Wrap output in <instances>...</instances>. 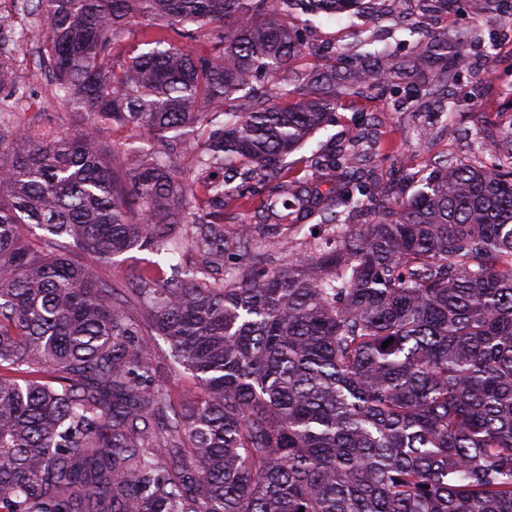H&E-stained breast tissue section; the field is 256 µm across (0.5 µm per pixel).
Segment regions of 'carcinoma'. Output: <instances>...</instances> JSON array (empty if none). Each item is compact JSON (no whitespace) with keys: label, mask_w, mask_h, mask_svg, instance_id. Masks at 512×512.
Here are the masks:
<instances>
[{"label":"carcinoma","mask_w":512,"mask_h":512,"mask_svg":"<svg viewBox=\"0 0 512 512\" xmlns=\"http://www.w3.org/2000/svg\"><path fill=\"white\" fill-rule=\"evenodd\" d=\"M363 4L20 0L77 120L0 117V512H512V130L477 133L487 159L409 197L368 196L351 152L282 179L333 109L288 77V15ZM135 21L158 33L129 42ZM13 43L0 25L11 93ZM385 79L372 65L348 90ZM128 125L150 147L108 153L100 133ZM338 183L369 223L336 214L320 186ZM312 214L332 226L316 251L199 277L228 242L248 256L258 227ZM132 250L171 275L122 295L74 259ZM146 335L197 385L178 405Z\"/></svg>","instance_id":"obj_1"}]
</instances>
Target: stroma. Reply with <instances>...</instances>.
I'll return each mask as SVG.
<instances>
[{"instance_id":"35a3bbf8","label":"stroma","mask_w":512,"mask_h":512,"mask_svg":"<svg viewBox=\"0 0 512 512\" xmlns=\"http://www.w3.org/2000/svg\"><path fill=\"white\" fill-rule=\"evenodd\" d=\"M296 24L307 53L290 72L300 81L346 76L377 50L388 79L369 98L337 90L332 123L288 155L285 180L308 178L315 155L353 150L358 175L371 194L398 183L409 195L435 160L479 161L473 141L480 129L512 128V0H450L445 8L435 0H371L357 15L301 14ZM411 24L418 35H409ZM460 36L466 42L457 54L450 40ZM35 59L34 44L17 46L13 64L25 94L22 109L45 113L56 127L67 129L72 109L51 98L50 80ZM444 72L447 82L438 83ZM451 125L458 131L453 139L447 133ZM329 233L317 215L266 229L265 267L287 265ZM168 265L166 256L133 250L99 273L114 287L127 288L139 272L164 273Z\"/></svg>"}]
</instances>
